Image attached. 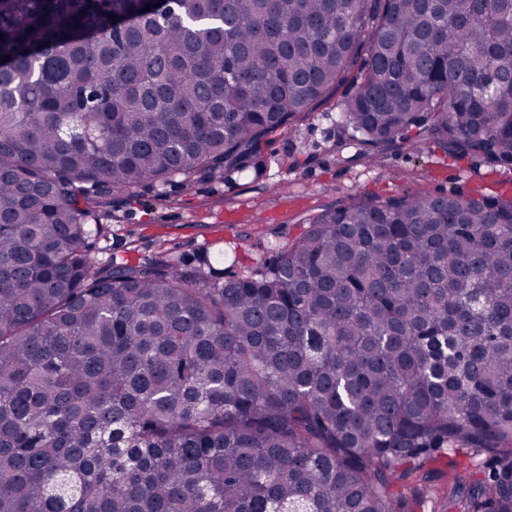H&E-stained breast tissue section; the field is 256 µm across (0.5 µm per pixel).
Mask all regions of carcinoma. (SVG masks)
<instances>
[{"label":"carcinoma","instance_id":"cac0c4a2","mask_svg":"<svg viewBox=\"0 0 512 512\" xmlns=\"http://www.w3.org/2000/svg\"><path fill=\"white\" fill-rule=\"evenodd\" d=\"M0 0V512H512V199L314 218L245 274L98 262L144 184L341 140L512 169V0ZM119 21L114 23L108 14Z\"/></svg>","mask_w":512,"mask_h":512}]
</instances>
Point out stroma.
Returning a JSON list of instances; mask_svg holds the SVG:
<instances>
[{
	"instance_id": "35a3bbf8",
	"label": "stroma",
	"mask_w": 512,
	"mask_h": 512,
	"mask_svg": "<svg viewBox=\"0 0 512 512\" xmlns=\"http://www.w3.org/2000/svg\"><path fill=\"white\" fill-rule=\"evenodd\" d=\"M350 91L343 86L292 129L275 134L262 175L231 173L188 190L144 186L119 199L107 233L96 242V257L135 261L166 252L192 264L206 257L215 267L246 273L324 210L362 196L452 191L512 199V170L453 159L427 145L417 153L387 152L375 165L358 158L355 148L337 150L336 116Z\"/></svg>"
}]
</instances>
